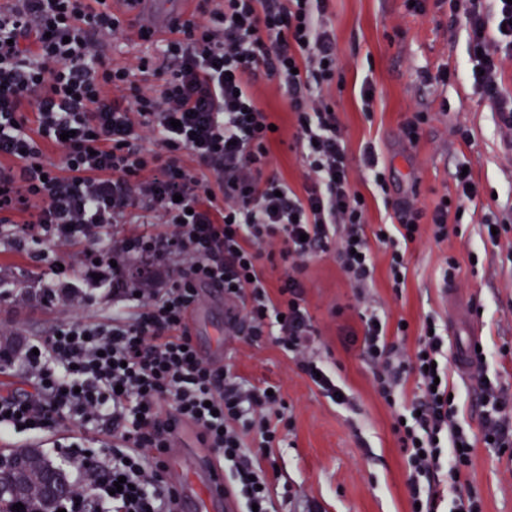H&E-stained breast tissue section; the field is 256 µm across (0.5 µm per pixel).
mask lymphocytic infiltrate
I'll list each match as a JSON object with an SVG mask.
<instances>
[{
    "label": "lymphocytic infiltrate",
    "mask_w": 512,
    "mask_h": 512,
    "mask_svg": "<svg viewBox=\"0 0 512 512\" xmlns=\"http://www.w3.org/2000/svg\"><path fill=\"white\" fill-rule=\"evenodd\" d=\"M495 2L490 14L483 0L465 11L466 73L512 131L501 76L503 57H512V0ZM329 15L330 0H197L163 36L157 59L115 64L112 43L135 18L112 0L0 4V223L20 246L87 242L86 284L134 302L130 316L73 319L8 349L22 361L26 387L0 392V436L64 420L111 435V447L62 457L112 512H174L177 482L149 457L167 452L180 423L223 463L243 512H276L270 472L252 450L283 443L288 406L231 365L201 357L188 325L199 286L220 285L225 301L241 305L229 321L233 336L277 346L334 403L341 386L315 347L308 263L333 259L364 289L375 238L391 250L393 290L403 286L401 246L420 237L426 215L405 199L395 226L365 232L367 202L349 180L338 114L321 95L341 75ZM262 77L278 83L295 118L306 166L298 192L268 171L273 116L251 93ZM142 218L158 231L137 230ZM116 224L125 232L113 233ZM276 257L290 270L273 290L263 262ZM360 319L361 352L407 457L411 503L438 512L445 484L449 512H484L458 478L473 444L458 422L436 321H425L409 351L389 340L376 310ZM411 379L418 392L407 403L401 389ZM476 388L483 436L512 459V400L486 374ZM121 477L128 486L114 492Z\"/></svg>",
    "instance_id": "lymphocytic-infiltrate-1"
}]
</instances>
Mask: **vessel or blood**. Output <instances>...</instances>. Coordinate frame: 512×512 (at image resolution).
<instances>
[{
	"mask_svg": "<svg viewBox=\"0 0 512 512\" xmlns=\"http://www.w3.org/2000/svg\"><path fill=\"white\" fill-rule=\"evenodd\" d=\"M137 12L146 14L155 35H165L173 18L185 17L183 6L152 9L151 0H138ZM181 477L179 493L181 512H239V506L224 489L221 466L211 456L197 450L184 434H177L171 456Z\"/></svg>",
	"mask_w": 512,
	"mask_h": 512,
	"instance_id": "b4317fda",
	"label": "vessel or blood"
}]
</instances>
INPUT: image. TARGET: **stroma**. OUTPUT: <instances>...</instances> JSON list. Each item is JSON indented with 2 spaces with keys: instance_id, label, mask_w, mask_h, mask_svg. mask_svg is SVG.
<instances>
[{
  "instance_id": "1",
  "label": "stroma",
  "mask_w": 512,
  "mask_h": 512,
  "mask_svg": "<svg viewBox=\"0 0 512 512\" xmlns=\"http://www.w3.org/2000/svg\"><path fill=\"white\" fill-rule=\"evenodd\" d=\"M331 24L336 34L342 87H331L346 130L350 178L367 198L369 225L392 224L394 202L416 197L424 213H431L442 197L454 194V174L468 168L480 194L466 203L459 230L437 242L430 234L408 245L407 280L401 292L389 285V256L373 245L374 281L357 292L337 264L312 261L304 273L307 301L320 330V350L353 398L352 406L330 403L306 379L298 376L289 358L276 346L255 349L244 343H225L229 306L214 297L202 326L193 328L198 347L221 352L226 363L251 383L273 382L293 417L285 443L273 449L279 467V512H309L312 504L323 512H409L408 465L400 451L390 408L372 384L371 370L352 345L347 330L359 329L364 307L378 309L390 322L406 320L410 336H417L427 317L446 328L451 349L472 339L488 347L485 370L501 377L512 395V231L499 245L485 244L483 226L512 222V151L507 134L497 123L493 106L481 99L462 74L466 32L450 25L448 0H423V10L407 11L404 0H332ZM455 71L450 83H422L419 69ZM372 85L371 111H363L361 90ZM255 99L272 110L280 139L272 149V166L294 191L304 180L302 159L292 147L294 119L277 85L266 79L252 88ZM430 113L417 143L401 134L411 111ZM469 129L462 141L455 125ZM373 142L389 182L387 189L366 180L360 150ZM83 245L65 252L27 244L17 248L0 236V324L13 331L12 343L47 335L59 322L82 316H111L116 305L108 292L81 305L72 295L81 288ZM459 268L454 289H447L440 269L448 257ZM64 262L66 271L52 268ZM462 480L481 497L485 512H512V460L476 443L471 465Z\"/></svg>"
}]
</instances>
